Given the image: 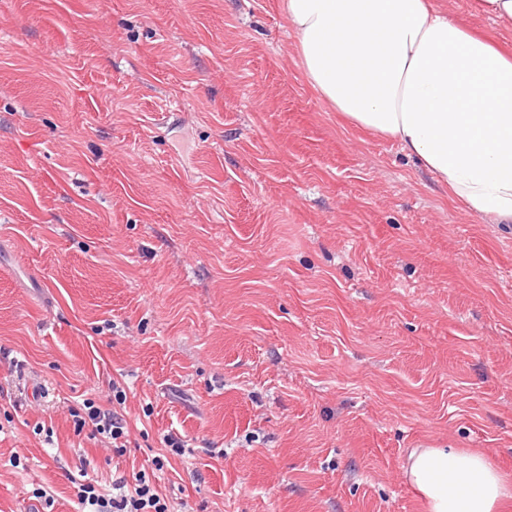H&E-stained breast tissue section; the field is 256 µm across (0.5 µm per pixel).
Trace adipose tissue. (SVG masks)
Instances as JSON below:
<instances>
[{
    "label": "adipose tissue",
    "instance_id": "obj_1",
    "mask_svg": "<svg viewBox=\"0 0 512 512\" xmlns=\"http://www.w3.org/2000/svg\"><path fill=\"white\" fill-rule=\"evenodd\" d=\"M304 71L356 125L395 140L489 224L512 223V55L430 0H283ZM426 512H506L512 482L458 448L404 463Z\"/></svg>",
    "mask_w": 512,
    "mask_h": 512
}]
</instances>
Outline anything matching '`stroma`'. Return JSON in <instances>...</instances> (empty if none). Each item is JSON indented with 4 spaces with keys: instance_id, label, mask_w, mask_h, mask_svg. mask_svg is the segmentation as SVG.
<instances>
[{
    "instance_id": "stroma-1",
    "label": "stroma",
    "mask_w": 512,
    "mask_h": 512,
    "mask_svg": "<svg viewBox=\"0 0 512 512\" xmlns=\"http://www.w3.org/2000/svg\"><path fill=\"white\" fill-rule=\"evenodd\" d=\"M113 379L121 455L69 415ZM1 381L0 512L171 433L188 512H424L407 449L512 477V224L330 110L283 0H0Z\"/></svg>"
}]
</instances>
